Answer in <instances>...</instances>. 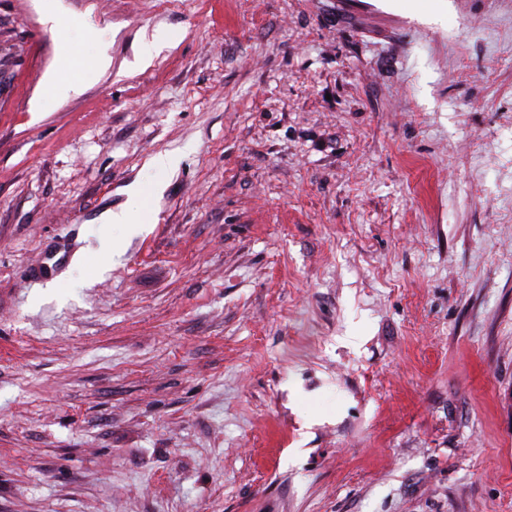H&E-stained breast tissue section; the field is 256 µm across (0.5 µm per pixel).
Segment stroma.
I'll return each instance as SVG.
<instances>
[{
  "mask_svg": "<svg viewBox=\"0 0 512 512\" xmlns=\"http://www.w3.org/2000/svg\"><path fill=\"white\" fill-rule=\"evenodd\" d=\"M0 512H512V0H0ZM80 70L79 60L76 57L68 58L63 71L49 77L46 87L47 93L58 99L78 94L83 81Z\"/></svg>",
  "mask_w": 512,
  "mask_h": 512,
  "instance_id": "1",
  "label": "stroma"
}]
</instances>
